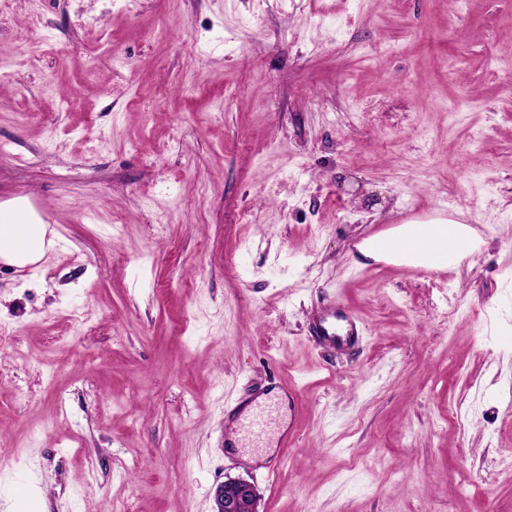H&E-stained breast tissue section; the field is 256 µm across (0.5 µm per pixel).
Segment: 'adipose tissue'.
Masks as SVG:
<instances>
[{
  "label": "adipose tissue",
  "mask_w": 512,
  "mask_h": 512,
  "mask_svg": "<svg viewBox=\"0 0 512 512\" xmlns=\"http://www.w3.org/2000/svg\"><path fill=\"white\" fill-rule=\"evenodd\" d=\"M51 245L46 225L26 213L24 204L0 205L1 264L14 267L37 264ZM477 246L470 226L436 218L398 225L363 240L358 251L367 262L444 269L459 263Z\"/></svg>",
  "instance_id": "obj_1"
}]
</instances>
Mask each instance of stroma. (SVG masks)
Segmentation results:
<instances>
[{
    "instance_id": "35a3bbf8",
    "label": "stroma",
    "mask_w": 512,
    "mask_h": 512,
    "mask_svg": "<svg viewBox=\"0 0 512 512\" xmlns=\"http://www.w3.org/2000/svg\"><path fill=\"white\" fill-rule=\"evenodd\" d=\"M0 70V203L56 236L0 264L6 512H214L230 477L258 512H512V0H11ZM442 211L459 265L360 264ZM325 297L356 349L310 335ZM259 403H257L250 411L245 413L247 406H245L240 412L239 415L235 419V431H238L242 427H247L248 431L251 435L257 439H261L266 433L267 428V409L268 408H258Z\"/></svg>"
}]
</instances>
